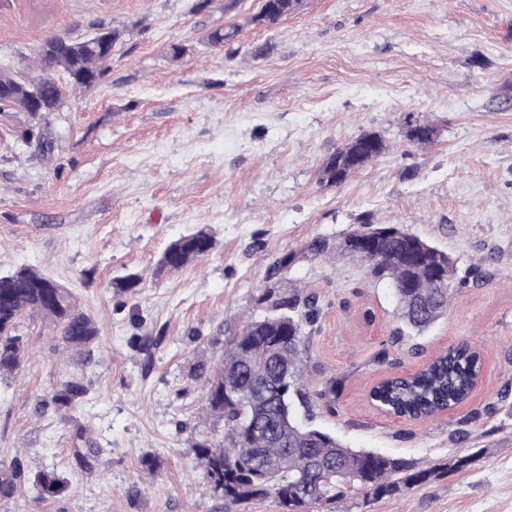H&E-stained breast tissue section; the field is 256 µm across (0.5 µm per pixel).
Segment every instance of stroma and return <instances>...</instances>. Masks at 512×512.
Segmentation results:
<instances>
[{
  "label": "stroma",
  "mask_w": 512,
  "mask_h": 512,
  "mask_svg": "<svg viewBox=\"0 0 512 512\" xmlns=\"http://www.w3.org/2000/svg\"><path fill=\"white\" fill-rule=\"evenodd\" d=\"M194 3L0 0V63L26 74L51 36L122 32L101 82L46 115L51 158L18 140L26 114L0 113V273L49 276L99 330L85 353L39 315L21 318L22 366L0 378V460L55 469L68 489L19 493L0 512H229L192 449L220 440L224 422L189 373L217 363L225 329L256 315L270 266L290 252L280 288L317 292L321 306L305 372L316 424L422 467L473 459L338 512H512V0H302L274 24L259 20L262 0ZM232 25L233 42L210 44ZM416 121L439 129L435 143L406 138ZM365 133L384 154L321 183L324 161ZM366 213L447 252L467 282L422 336L393 341L394 291L366 264L305 248ZM199 225L210 253L155 276L166 246ZM127 273L141 275L138 293L114 294ZM157 334L147 370L130 340ZM461 341L482 356L466 403L425 423L372 404L382 379ZM74 374L89 384L85 404L70 417L45 407Z\"/></svg>",
  "instance_id": "stroma-1"
}]
</instances>
